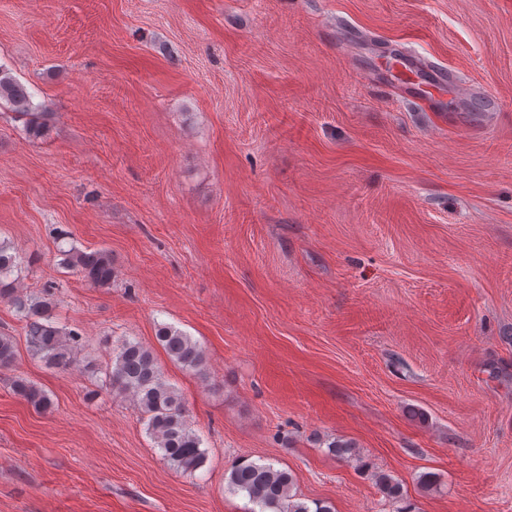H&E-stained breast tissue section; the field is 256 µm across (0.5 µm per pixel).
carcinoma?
<instances>
[{
  "label": "carcinoma",
  "instance_id": "obj_1",
  "mask_svg": "<svg viewBox=\"0 0 512 512\" xmlns=\"http://www.w3.org/2000/svg\"><path fill=\"white\" fill-rule=\"evenodd\" d=\"M0 99L25 115L36 109L27 86L0 69ZM60 265L93 287L112 285L115 270L112 255L105 248L82 250L76 246L58 249ZM22 260L11 246L0 242V302L10 306L24 323L31 354L57 369H69L80 350L82 334L58 322L48 291L25 292L20 287ZM156 339L169 359L187 371L203 370L202 346L171 325L157 328ZM16 359L13 338L0 335V368L11 366ZM112 390L130 396L140 411L146 431L162 459L173 469L194 475L204 467L207 457L202 441L195 432L189 412L177 389L171 386L157 364L152 350L136 339L125 337L112 348ZM15 395L40 412L53 408L52 398L24 378L13 381ZM376 485L388 499L403 498L402 484L385 472L375 474ZM228 489L248 497L259 512H333L322 503L310 506L293 493L294 479L286 470L270 463L240 459L232 463L227 477Z\"/></svg>",
  "mask_w": 512,
  "mask_h": 512
}]
</instances>
